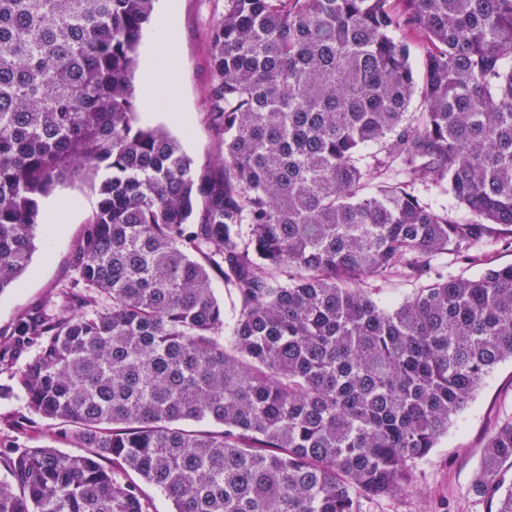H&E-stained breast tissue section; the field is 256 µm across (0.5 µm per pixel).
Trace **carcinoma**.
<instances>
[{"instance_id": "carcinoma-1", "label": "carcinoma", "mask_w": 512, "mask_h": 512, "mask_svg": "<svg viewBox=\"0 0 512 512\" xmlns=\"http://www.w3.org/2000/svg\"><path fill=\"white\" fill-rule=\"evenodd\" d=\"M153 3L0 0V293L57 183L98 196L75 279L0 338V371L78 452L0 436V512H151L141 481L171 512H362L411 490L512 360V264L391 305L374 284L512 234V0H225L207 89L224 150L198 169L137 122ZM474 490L512 512V417Z\"/></svg>"}]
</instances>
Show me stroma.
Masks as SVG:
<instances>
[{"label": "stroma", "instance_id": "1", "mask_svg": "<svg viewBox=\"0 0 512 512\" xmlns=\"http://www.w3.org/2000/svg\"><path fill=\"white\" fill-rule=\"evenodd\" d=\"M171 18L181 69L175 95L183 123H173L167 113H139L138 122L161 126L176 137L194 164L213 161L221 155V137L209 125L211 110L206 90L213 81L209 31L224 13V0H175ZM51 201H71L72 208L61 223L41 222L35 231L34 251L25 272L0 292V331H8L27 308L46 299H57L74 278L73 245L93 214L98 198L88 184L66 180L57 184ZM482 263L455 256H441L434 265L449 277L479 276L484 262L512 264V246L501 237H488L474 247ZM0 386L8 394L0 398V433L15 432L20 416L31 423L17 432L21 443L51 445L61 451L71 446L53 422L31 415L24 393L17 390L11 373L0 374ZM512 417V360L498 364L478 390L474 400L448 428L435 448L413 463L411 492L384 500L365 501V512H486L485 504L472 493L484 446L495 428Z\"/></svg>", "mask_w": 512, "mask_h": 512}]
</instances>
